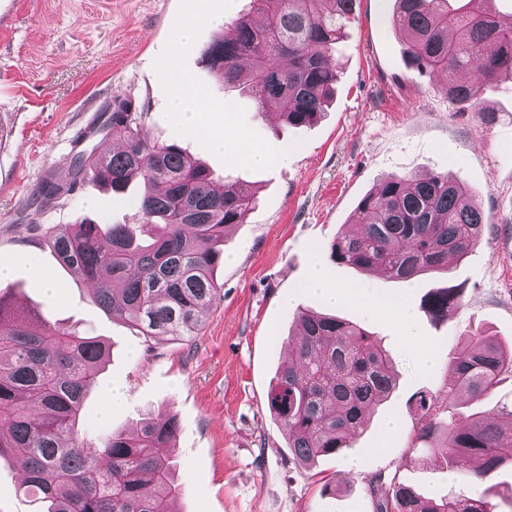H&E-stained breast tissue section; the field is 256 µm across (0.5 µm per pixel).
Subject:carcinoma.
<instances>
[{
    "label": "carcinoma",
    "mask_w": 512,
    "mask_h": 512,
    "mask_svg": "<svg viewBox=\"0 0 512 512\" xmlns=\"http://www.w3.org/2000/svg\"><path fill=\"white\" fill-rule=\"evenodd\" d=\"M394 2L393 23L407 35V65L445 75L449 98L485 111L483 94L501 75H512V24L484 10L486 0H468L463 12L449 11L448 0ZM251 3L204 50L205 61L224 84L242 88L257 112H274L289 126L313 124L336 94L340 70L330 59L357 0ZM470 72L478 78H463ZM97 124L101 143L73 156L68 179L43 181L38 198L69 195L88 179L122 196L138 181L143 192L131 203L142 224L160 232L143 244L136 224L88 221L50 225L41 238L61 265L96 285L93 296L106 315L146 339L191 337L221 291L214 272L224 229L243 222L255 195L237 182L215 184L213 172L178 144L143 137L128 98L112 99V115L100 113ZM110 136L121 149L104 148ZM357 221L336 237L333 260L403 281L448 268V257L473 250L485 227L468 186L444 174L385 177L360 201ZM458 304L449 288H434L426 299L435 318ZM296 326L269 404L293 458L307 464L350 447L369 408L395 381L387 350L368 330L310 311L297 314ZM108 356L105 342L52 325L38 312L23 313L0 297V449L22 451L20 487L39 512H158V503L183 494L171 476L174 418L145 419L136 431L107 433L95 445L80 438L77 422ZM448 371V414L420 397L419 438L429 455L463 477H490L512 463V425L466 415L457 398L483 399L503 375H512V348L473 338L450 359ZM384 485L380 476L370 481V491L379 494L376 512H498L491 501L460 492L436 500L400 482Z\"/></svg>",
    "instance_id": "1"
}]
</instances>
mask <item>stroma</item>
Returning a JSON list of instances; mask_svg holds the SVG:
<instances>
[{
    "instance_id": "35a3bbf8",
    "label": "stroma",
    "mask_w": 512,
    "mask_h": 512,
    "mask_svg": "<svg viewBox=\"0 0 512 512\" xmlns=\"http://www.w3.org/2000/svg\"><path fill=\"white\" fill-rule=\"evenodd\" d=\"M393 3L358 0L331 106L316 123L291 127L276 114H259L203 60L217 35L214 19L231 21L250 0H0V263L26 259L1 294L109 345L86 398L91 417L79 423L81 436L132 430L148 412L175 418L173 465L184 488L178 512H375L368 484L379 474L428 497L460 491L512 512L500 499L512 488L511 466L465 482L417 448V400L446 405L448 362L466 339L512 344V79L485 93V113L461 109L445 94L443 76L406 69V36L392 23ZM189 21L192 44L168 58ZM180 78L240 151L284 152L287 162L255 165L211 152L168 109ZM117 96L142 112L147 139L178 143L215 178L257 191L244 223L224 234V262L215 271L222 291L193 338L144 342L107 316L91 284L39 239L48 224L140 223L129 199L90 181L73 195L31 203L43 180L69 172L77 143L89 140L95 116ZM430 173L465 182L484 214L483 239L467 256L407 282L332 260L336 236L351 229L360 199L382 178ZM33 265L58 283L56 294L34 280ZM317 266L327 271L328 287L348 289L352 299L333 305L311 292ZM435 288L460 298L441 319L424 306ZM304 309L373 332L396 373L394 392L374 407L350 448L309 467L294 460L269 407L273 378L288 360V334ZM425 354L432 365H423ZM115 387L123 404L101 417ZM458 404L498 423L512 420V376L488 397ZM20 458L0 453V512H35L18 490Z\"/></svg>"
}]
</instances>
